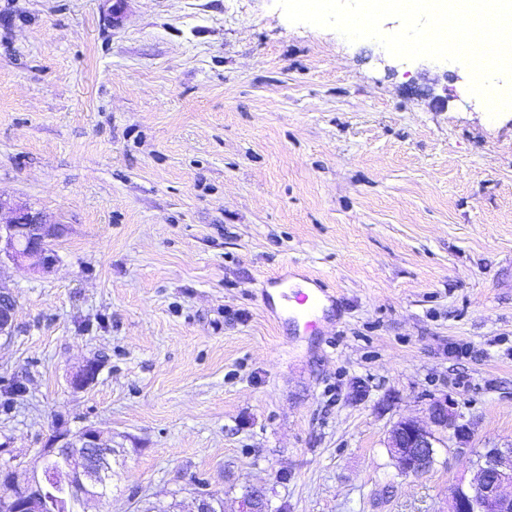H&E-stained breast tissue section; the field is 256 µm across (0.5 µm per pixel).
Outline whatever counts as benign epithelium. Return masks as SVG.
<instances>
[{
  "instance_id": "1",
  "label": "benign epithelium",
  "mask_w": 512,
  "mask_h": 512,
  "mask_svg": "<svg viewBox=\"0 0 512 512\" xmlns=\"http://www.w3.org/2000/svg\"><path fill=\"white\" fill-rule=\"evenodd\" d=\"M11 219L0 223V263L3 260L29 261L35 267L48 268L54 262L51 242L60 234V226L40 211L24 206L11 209ZM17 301L8 288L0 287V337L12 336ZM97 367L88 363L72 376L76 389L88 386ZM432 423L455 439V451L470 452V428L451 404L431 407ZM439 438L434 431L413 419L400 420L390 431L389 452L406 475H422L435 461ZM65 448L72 449L68 459L52 464ZM48 465L35 467L24 478L9 468L0 469V512H41L48 501L55 512H67V499L57 496L62 490L79 495L81 502L97 499L96 489L112 480V440L92 427L76 431L57 430L41 452ZM512 444L485 449L469 485H457L449 492L448 512H512ZM240 512H268V503L258 489L241 499ZM188 512H224V501L200 488L193 493Z\"/></svg>"
}]
</instances>
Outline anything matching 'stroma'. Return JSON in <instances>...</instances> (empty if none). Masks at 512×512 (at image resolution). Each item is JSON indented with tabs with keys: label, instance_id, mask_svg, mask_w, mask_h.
I'll list each match as a JSON object with an SVG mask.
<instances>
[{
	"label": "stroma",
	"instance_id": "stroma-1",
	"mask_svg": "<svg viewBox=\"0 0 512 512\" xmlns=\"http://www.w3.org/2000/svg\"><path fill=\"white\" fill-rule=\"evenodd\" d=\"M460 63L290 23L275 0H0V200L60 224L0 263V466L55 430L110 436L90 512H448L512 443V110ZM326 280L316 331L262 295ZM97 367L74 389L72 373ZM449 399L472 451H388ZM16 309L17 301L13 293L0 286V338L4 336L8 339L12 336ZM439 443L432 429L413 419H405L392 427L388 448L402 473L417 476L432 467ZM188 512H223L224 501L208 493L204 488H198L193 493L191 507Z\"/></svg>",
	"mask_w": 512,
	"mask_h": 512
}]
</instances>
